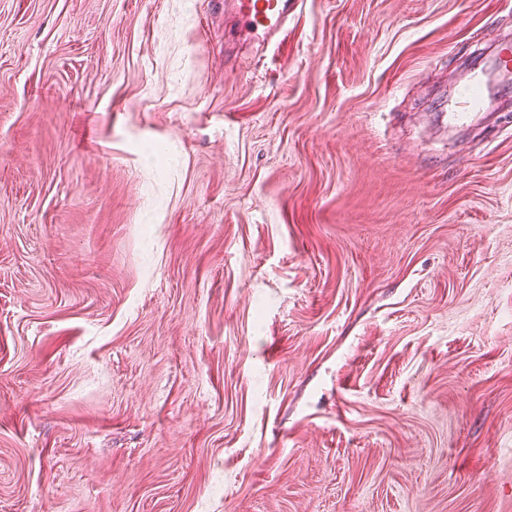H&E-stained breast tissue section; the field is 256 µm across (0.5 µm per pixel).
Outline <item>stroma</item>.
Segmentation results:
<instances>
[{"mask_svg":"<svg viewBox=\"0 0 512 512\" xmlns=\"http://www.w3.org/2000/svg\"><path fill=\"white\" fill-rule=\"evenodd\" d=\"M512 0H0V512H512ZM300 0H225L241 23L251 32L274 38L299 6ZM511 47L510 42L503 43L494 49L489 58L498 77H507V81L499 80L496 85H491L490 68L485 69V64L470 66L463 71L461 76L453 84V96L448 103V94L441 97L438 112H442L444 122L451 128L468 125L477 112L486 110L492 101L500 98H512L511 87Z\"/></svg>","mask_w":512,"mask_h":512,"instance_id":"stroma-1","label":"stroma"}]
</instances>
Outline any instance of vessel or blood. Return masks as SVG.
Here are the masks:
<instances>
[{"instance_id": "vessel-or-blood-1", "label": "vessel or blood", "mask_w": 512, "mask_h": 512, "mask_svg": "<svg viewBox=\"0 0 512 512\" xmlns=\"http://www.w3.org/2000/svg\"><path fill=\"white\" fill-rule=\"evenodd\" d=\"M248 30L274 38L299 6L300 0H225ZM492 69L470 66L453 85L451 100L440 101L438 110L451 128L468 125L476 113L495 98H512V47L500 45L491 54Z\"/></svg>"}]
</instances>
